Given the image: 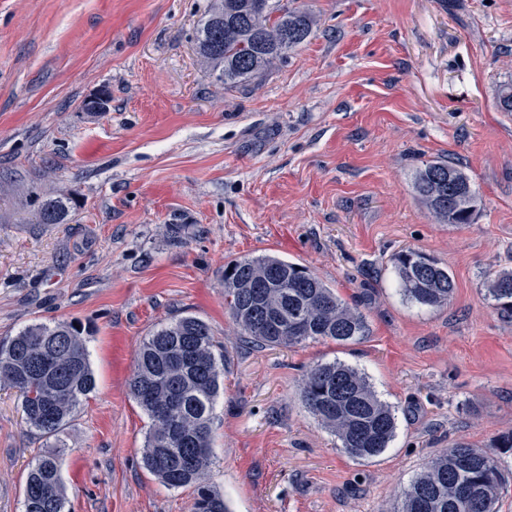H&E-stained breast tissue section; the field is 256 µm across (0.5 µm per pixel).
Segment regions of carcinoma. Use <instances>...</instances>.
<instances>
[{
  "instance_id": "obj_1",
  "label": "carcinoma",
  "mask_w": 512,
  "mask_h": 512,
  "mask_svg": "<svg viewBox=\"0 0 512 512\" xmlns=\"http://www.w3.org/2000/svg\"><path fill=\"white\" fill-rule=\"evenodd\" d=\"M311 14L282 0H210L195 33L198 55L227 90L266 75L312 32ZM413 192L437 224L474 222L479 196L470 178L445 161L423 164ZM66 193L35 201L38 224H65L74 209ZM400 291L426 308L448 304L456 288L448 267L416 249L390 257ZM486 298L496 315L512 322V270L487 277ZM224 305L240 335L257 349L311 341L356 342L367 335L366 318L307 267L276 256L224 265ZM300 322L305 332L294 329ZM84 330L72 322H35L0 341V388L21 397L28 432L50 438L74 416L95 388ZM224 353L208 324L183 315L155 329L142 343L129 392L150 420L142 461L172 489L197 492L194 512H229L224 496L208 486L211 435ZM301 400L311 415L336 434L357 460L384 453L396 435L392 406L367 376L340 361L317 363L305 373ZM512 449V431L491 448L457 443L433 457L401 491L392 512H497L506 476L498 452ZM63 459L38 454L28 464L24 512H69L62 481Z\"/></svg>"
}]
</instances>
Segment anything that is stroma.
I'll use <instances>...</instances> for the list:
<instances>
[{
	"label": "stroma",
	"mask_w": 512,
	"mask_h": 512,
	"mask_svg": "<svg viewBox=\"0 0 512 512\" xmlns=\"http://www.w3.org/2000/svg\"><path fill=\"white\" fill-rule=\"evenodd\" d=\"M209 0H0V339L85 329L96 387L55 437L0 390V512H24L32 457L63 455L70 512H194L141 464L136 353L182 314L224 348L208 483L230 512H391L439 451L512 430V323L485 298L512 269V0H296L315 23L286 62L225 90L195 31ZM108 110L85 112L98 92ZM446 160L481 199L437 224L413 194ZM72 195L68 223L33 200ZM183 225L180 240L169 227ZM447 265L448 306L406 301L402 248ZM273 255L359 305L354 344L255 349L224 308L225 263ZM339 360L391 404L397 434L357 461L304 407L307 367Z\"/></svg>",
	"instance_id": "35a3bbf8"
}]
</instances>
